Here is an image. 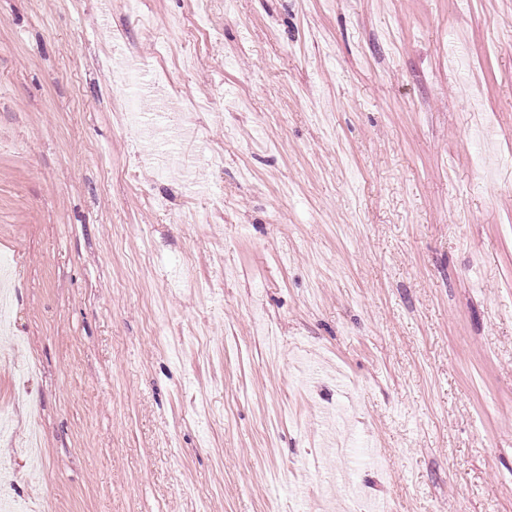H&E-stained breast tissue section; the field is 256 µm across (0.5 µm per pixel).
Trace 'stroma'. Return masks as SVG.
Returning <instances> with one entry per match:
<instances>
[{
  "label": "stroma",
  "instance_id": "obj_1",
  "mask_svg": "<svg viewBox=\"0 0 512 512\" xmlns=\"http://www.w3.org/2000/svg\"><path fill=\"white\" fill-rule=\"evenodd\" d=\"M138 7L0 0L13 499L317 512L347 378L355 482L512 512V0ZM117 44L197 127L191 178L122 129Z\"/></svg>",
  "mask_w": 512,
  "mask_h": 512
}]
</instances>
